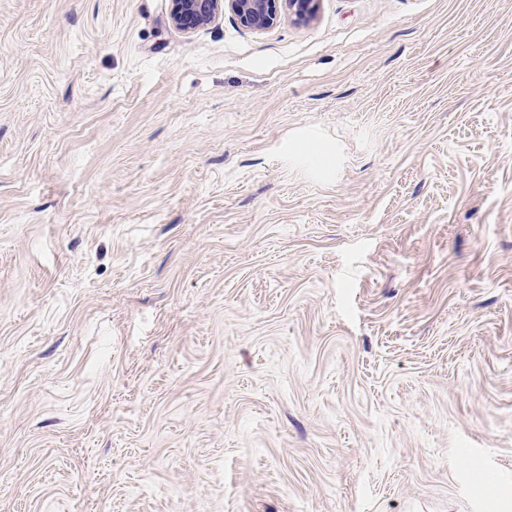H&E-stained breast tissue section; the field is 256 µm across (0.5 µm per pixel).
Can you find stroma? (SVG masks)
Returning a JSON list of instances; mask_svg holds the SVG:
<instances>
[{
    "mask_svg": "<svg viewBox=\"0 0 512 512\" xmlns=\"http://www.w3.org/2000/svg\"><path fill=\"white\" fill-rule=\"evenodd\" d=\"M170 11L0 0V512H512V0ZM171 22L189 35L209 25L229 11L238 25L253 33H263L280 21L282 15L296 20L314 17L318 0H171Z\"/></svg>",
    "mask_w": 512,
    "mask_h": 512,
    "instance_id": "35a3bbf8",
    "label": "stroma"
}]
</instances>
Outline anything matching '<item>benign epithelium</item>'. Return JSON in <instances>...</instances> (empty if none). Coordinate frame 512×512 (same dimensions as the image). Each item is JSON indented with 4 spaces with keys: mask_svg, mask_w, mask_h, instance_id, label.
<instances>
[{
    "mask_svg": "<svg viewBox=\"0 0 512 512\" xmlns=\"http://www.w3.org/2000/svg\"><path fill=\"white\" fill-rule=\"evenodd\" d=\"M318 0H171V22L189 35L209 25L228 11L238 25L253 33H263L285 14L299 21L314 17Z\"/></svg>",
    "mask_w": 512,
    "mask_h": 512,
    "instance_id": "benign-epithelium-1",
    "label": "benign epithelium"
}]
</instances>
